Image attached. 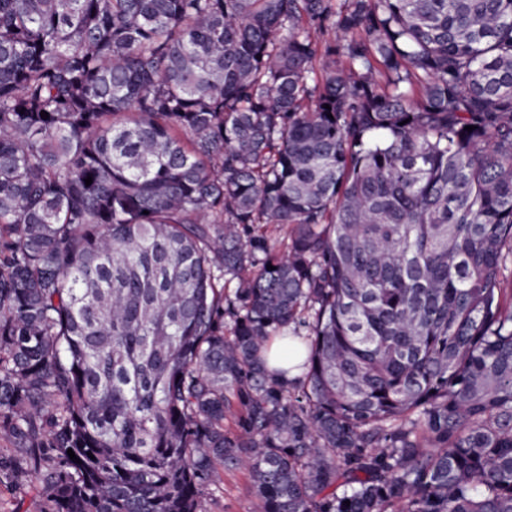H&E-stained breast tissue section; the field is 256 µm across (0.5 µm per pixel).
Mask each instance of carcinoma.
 Wrapping results in <instances>:
<instances>
[{
	"mask_svg": "<svg viewBox=\"0 0 512 512\" xmlns=\"http://www.w3.org/2000/svg\"><path fill=\"white\" fill-rule=\"evenodd\" d=\"M509 261L512 0H0V487L42 512H206L224 466L512 512Z\"/></svg>",
	"mask_w": 512,
	"mask_h": 512,
	"instance_id": "carcinoma-1",
	"label": "carcinoma"
}]
</instances>
